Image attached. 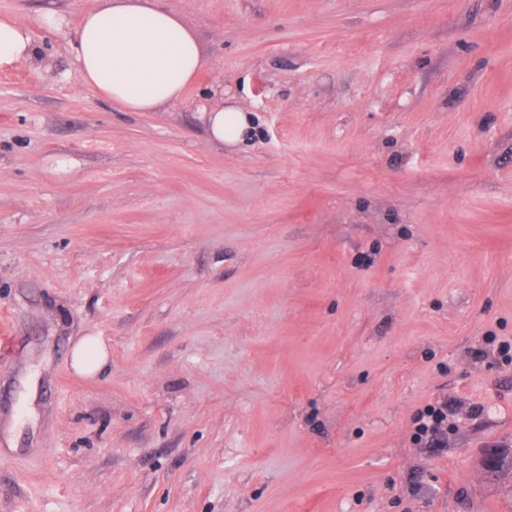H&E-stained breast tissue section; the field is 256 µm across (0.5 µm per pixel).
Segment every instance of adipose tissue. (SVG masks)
<instances>
[{
	"label": "adipose tissue",
	"mask_w": 512,
	"mask_h": 512,
	"mask_svg": "<svg viewBox=\"0 0 512 512\" xmlns=\"http://www.w3.org/2000/svg\"><path fill=\"white\" fill-rule=\"evenodd\" d=\"M73 49L84 86L126 112L180 103L203 66L194 35L156 0H96L82 16ZM38 56L29 31L0 16V66ZM200 112L218 143L238 145L254 130L251 113L236 105L218 101Z\"/></svg>",
	"instance_id": "1"
}]
</instances>
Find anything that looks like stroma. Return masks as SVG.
<instances>
[{"label": "stroma", "instance_id": "1", "mask_svg": "<svg viewBox=\"0 0 512 512\" xmlns=\"http://www.w3.org/2000/svg\"><path fill=\"white\" fill-rule=\"evenodd\" d=\"M93 3L0 0V512H512V0H160L204 67L156 112L84 87ZM38 57V48L29 31L9 17L0 16V66L33 62ZM218 101L203 104L199 112L207 125L211 137L220 144L235 146L244 143L252 135L254 123L252 112L243 110L235 104L224 105V93H216ZM73 369L85 375L101 372L107 364V351L97 336L79 338L71 349ZM415 437L426 446H445V431L448 429V406L446 403L428 405L414 419Z\"/></svg>", "mask_w": 512, "mask_h": 512}]
</instances>
